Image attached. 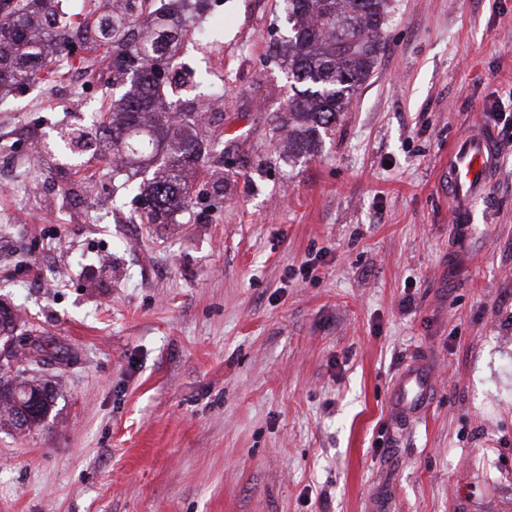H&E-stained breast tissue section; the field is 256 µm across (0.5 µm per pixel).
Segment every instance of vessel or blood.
<instances>
[{"label": "vessel or blood", "mask_w": 512, "mask_h": 512, "mask_svg": "<svg viewBox=\"0 0 512 512\" xmlns=\"http://www.w3.org/2000/svg\"><path fill=\"white\" fill-rule=\"evenodd\" d=\"M497 145L487 128L459 138L451 147L448 164L439 172L440 184L452 194L458 221H466L474 202L485 196L495 169ZM433 395V378L426 360L419 359L395 376L390 397L391 413L401 422L423 415Z\"/></svg>", "instance_id": "b4317fda"}]
</instances>
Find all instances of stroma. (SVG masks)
<instances>
[{
	"label": "stroma",
	"instance_id": "obj_1",
	"mask_svg": "<svg viewBox=\"0 0 512 512\" xmlns=\"http://www.w3.org/2000/svg\"><path fill=\"white\" fill-rule=\"evenodd\" d=\"M223 3L169 76L224 98L177 223H138L99 154L42 149L111 115L103 50L0 90V303L63 355L39 374L56 418L0 430V512H368L382 479L389 512H512V0H390L368 79L299 158L275 129L282 2ZM478 122L496 174L456 223L438 172ZM419 358L431 408L394 423Z\"/></svg>",
	"mask_w": 512,
	"mask_h": 512
}]
</instances>
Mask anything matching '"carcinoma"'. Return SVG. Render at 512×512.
<instances>
[{
  "label": "carcinoma",
  "instance_id": "carcinoma-1",
  "mask_svg": "<svg viewBox=\"0 0 512 512\" xmlns=\"http://www.w3.org/2000/svg\"><path fill=\"white\" fill-rule=\"evenodd\" d=\"M388 0H283L290 31L283 63L290 79L278 129L288 130V149L308 152L320 134L336 126L374 64L387 16ZM200 8L195 0H100L97 13L75 22L62 0H0V87L25 86L53 61L71 68L68 43L76 40L112 51V127L91 117L60 139L76 147L110 142L113 169L131 170L129 185L144 200L142 222L170 224L191 203L190 174L205 155L224 149L208 138L200 112L172 98L160 71L178 67L181 28ZM40 391L28 406V429L46 424L57 391L33 376L0 379V428L14 429L18 398Z\"/></svg>",
  "mask_w": 512,
  "mask_h": 512
}]
</instances>
